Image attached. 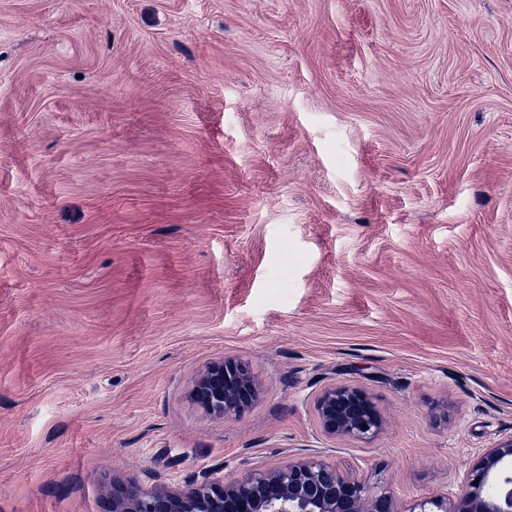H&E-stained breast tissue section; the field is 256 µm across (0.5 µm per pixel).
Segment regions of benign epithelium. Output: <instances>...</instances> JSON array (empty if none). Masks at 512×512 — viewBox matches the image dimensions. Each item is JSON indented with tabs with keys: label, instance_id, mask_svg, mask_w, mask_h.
<instances>
[{
	"label": "benign epithelium",
	"instance_id": "7a95c632",
	"mask_svg": "<svg viewBox=\"0 0 512 512\" xmlns=\"http://www.w3.org/2000/svg\"><path fill=\"white\" fill-rule=\"evenodd\" d=\"M257 394L249 366L233 359L207 364L189 387L190 400L222 421L238 416ZM315 411L329 437L370 441L383 427L376 405L349 384L324 388ZM491 482L497 487L493 495L487 492ZM463 484L458 495L438 493L404 512H512V436L488 449L464 475ZM104 497L110 512H398L390 495L318 455L276 465L252 463L237 477L203 470L183 486L115 482Z\"/></svg>",
	"mask_w": 512,
	"mask_h": 512
}]
</instances>
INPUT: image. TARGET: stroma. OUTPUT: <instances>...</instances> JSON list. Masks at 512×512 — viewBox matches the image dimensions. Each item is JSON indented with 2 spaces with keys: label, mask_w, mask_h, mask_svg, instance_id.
Returning a JSON list of instances; mask_svg holds the SVG:
<instances>
[{
  "label": "stroma",
  "mask_w": 512,
  "mask_h": 512,
  "mask_svg": "<svg viewBox=\"0 0 512 512\" xmlns=\"http://www.w3.org/2000/svg\"><path fill=\"white\" fill-rule=\"evenodd\" d=\"M510 435L512 0H0V512L313 453L401 508ZM257 394L249 366L233 359L207 364L189 387L190 400L211 418L222 421L238 416ZM315 411L321 431L329 437L370 441L383 427L376 405L364 391L349 384L335 383L324 388L317 397Z\"/></svg>",
  "instance_id": "35a3bbf8"
}]
</instances>
